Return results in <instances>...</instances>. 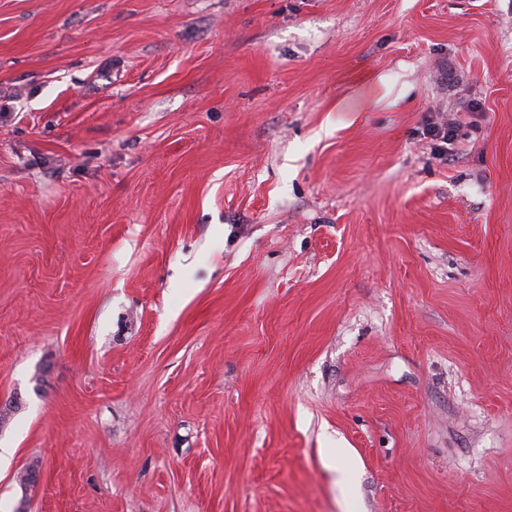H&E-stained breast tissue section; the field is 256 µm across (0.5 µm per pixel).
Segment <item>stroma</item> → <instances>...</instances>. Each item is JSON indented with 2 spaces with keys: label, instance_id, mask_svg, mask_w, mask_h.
<instances>
[{
  "label": "stroma",
  "instance_id": "35a3bbf8",
  "mask_svg": "<svg viewBox=\"0 0 512 512\" xmlns=\"http://www.w3.org/2000/svg\"><path fill=\"white\" fill-rule=\"evenodd\" d=\"M4 447L0 512H512V0H0ZM422 134L432 141L439 142L437 145L438 156L445 157L448 155V145L452 144L455 137L454 123L448 122V119L435 121L433 117L426 120Z\"/></svg>",
  "mask_w": 512,
  "mask_h": 512
}]
</instances>
